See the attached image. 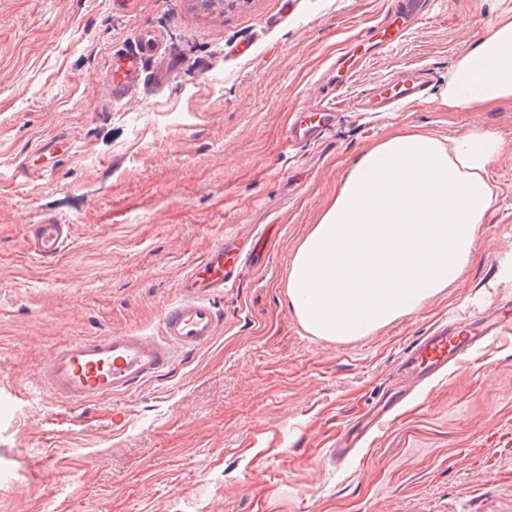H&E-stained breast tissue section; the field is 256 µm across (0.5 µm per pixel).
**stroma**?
<instances>
[{"label": "stroma", "instance_id": "obj_1", "mask_svg": "<svg viewBox=\"0 0 512 512\" xmlns=\"http://www.w3.org/2000/svg\"><path fill=\"white\" fill-rule=\"evenodd\" d=\"M392 4L0 0V512H512V337L413 395L342 464L327 459L420 336L512 301V152L492 167L498 198L473 262L422 311L329 342L287 301L293 255L362 149L401 128L448 138L479 127L512 144V102L354 108L405 68L438 89L512 7L431 0L339 96L322 143L289 146L293 111ZM144 29L176 72L107 102L113 50ZM59 131L73 153L41 157ZM53 222L72 240L44 261L27 227ZM235 232L261 236L266 258L225 289L214 343L126 398L74 407L43 388L57 346L156 329L181 273Z\"/></svg>", "mask_w": 512, "mask_h": 512}]
</instances>
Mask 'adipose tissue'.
Returning a JSON list of instances; mask_svg holds the SVG:
<instances>
[{
    "instance_id": "obj_1",
    "label": "adipose tissue",
    "mask_w": 512,
    "mask_h": 512,
    "mask_svg": "<svg viewBox=\"0 0 512 512\" xmlns=\"http://www.w3.org/2000/svg\"><path fill=\"white\" fill-rule=\"evenodd\" d=\"M512 101V9L448 70L435 102L470 112ZM502 137L393 132L357 155L297 247L287 299L313 335L346 341L420 312L455 285L496 201L490 172Z\"/></svg>"
}]
</instances>
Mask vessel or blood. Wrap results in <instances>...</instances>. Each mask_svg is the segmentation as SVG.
Returning <instances> with one entry per match:
<instances>
[{
    "label": "vessel or blood",
    "mask_w": 512,
    "mask_h": 512,
    "mask_svg": "<svg viewBox=\"0 0 512 512\" xmlns=\"http://www.w3.org/2000/svg\"><path fill=\"white\" fill-rule=\"evenodd\" d=\"M424 5L425 0H397L395 9L375 29L378 47L386 50L402 41L410 18L419 14ZM173 69V58L160 52L158 36L138 35L132 46L116 49L112 54L107 78L110 97L115 101L131 99L149 79L156 86H163ZM360 70L358 60L345 54L338 57L339 87L349 89ZM426 86L419 71L408 69L397 77L382 80L368 105L383 110L415 103L425 97ZM335 112L336 103L328 98L296 112L288 127V142H316L333 122ZM29 236L35 255L50 258L68 245L70 227L33 224ZM257 259V253L247 250L237 237H222L181 276L177 296L164 305L156 332L128 329L67 342L49 355L40 376L41 385L58 402L75 406L141 391L164 375L178 355L201 350L222 334L224 315L217 300L242 267ZM511 327L512 319L503 316L487 320L465 317L440 325L419 339L401 360L403 386L375 399L366 432H375L390 417L408 394L410 385L435 381L475 345Z\"/></svg>",
    "instance_id": "obj_1"
}]
</instances>
